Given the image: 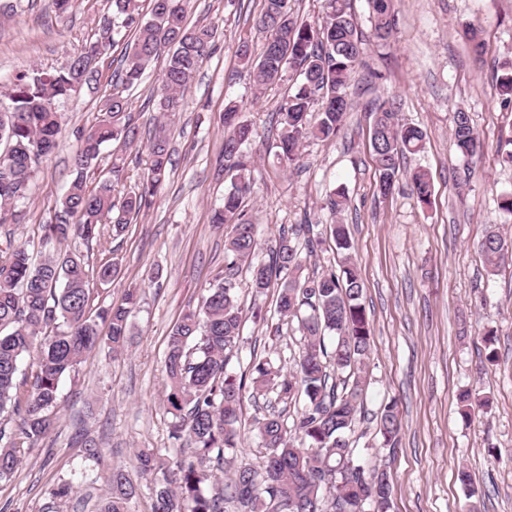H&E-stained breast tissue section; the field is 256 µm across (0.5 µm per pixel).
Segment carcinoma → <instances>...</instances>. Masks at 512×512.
<instances>
[{"mask_svg": "<svg viewBox=\"0 0 512 512\" xmlns=\"http://www.w3.org/2000/svg\"><path fill=\"white\" fill-rule=\"evenodd\" d=\"M145 15L140 0H113L115 10L99 28V39L84 46L69 65L54 72H20L12 80V105L0 111V225L18 224V206L27 199L31 180L42 159L55 146L61 127L59 104L82 84L99 80L95 55L122 30L132 33L124 67L112 78V93L100 117L81 129L68 193L60 200L54 221L39 225L40 239L59 245L79 238L95 243L99 259L91 263L72 251L48 253L38 261L12 241L0 246V482L9 481L21 466L24 448L48 436L60 407L59 383L75 371L87 353L103 344L123 350L130 318L140 300L138 290L119 303H95L90 283L107 284L119 269L111 260V241L155 201L171 164L163 122L149 133V166L134 189L114 194L122 177L87 187V178L103 147L120 142L139 151L142 132L132 118L128 91L139 85L151 63L166 55L154 111L166 117L180 109L184 92L203 60L211 54L216 30L186 22L190 0H149ZM372 37L386 41L395 24L394 0H368ZM266 33L257 52L247 40L236 47L239 63L252 71L262 90L282 80L289 69L301 82L277 112L273 147L286 166L301 158L304 142L336 137L351 108L349 88L360 63L364 39L350 12V0H326L316 25L300 23L289 0H264L257 20ZM371 142L379 189L390 193L405 178L422 204L430 203L427 172H404L400 159L424 148L425 134L401 122L399 107L387 99L371 109ZM224 162L230 187L212 223L224 228V277L216 280L195 305L187 306L173 325L164 359L170 435L189 446L187 460L171 461L146 450L137 453L141 474L152 478L150 512H389L392 485L383 470L368 469L354 455L355 432L367 385L371 329L361 303L363 284L353 262L352 244L344 224H328L326 236L343 254L342 274L333 268L304 275V260L292 236L281 229L265 260L258 250L256 225L249 213L252 182L244 148L253 141V127L241 120L239 106L224 109ZM455 155L470 163L481 151L469 113H454L451 132ZM495 229L486 231L479 247L488 272L495 274L508 255ZM249 274L252 293L260 296L279 285L276 308L287 323H297L301 347L297 370L274 369L267 358H253L237 374L228 369L229 354L240 336L243 308L239 297L240 269ZM108 324L102 335L99 325ZM30 358L27 371L21 362ZM295 408L292 424L286 410L270 409L255 420L263 461L239 466L220 491L210 487L213 469L228 463L226 454L241 447V414L245 392ZM489 405L466 389L458 395L460 414L469 418L475 407ZM378 430L384 445L393 446L400 432L394 406L380 414ZM110 495L96 512H134L137 485L129 472L114 467Z\"/></svg>", "mask_w": 512, "mask_h": 512, "instance_id": "1", "label": "carcinoma"}]
</instances>
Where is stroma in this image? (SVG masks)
I'll use <instances>...</instances> for the list:
<instances>
[{
	"instance_id": "35a3bbf8",
	"label": "stroma",
	"mask_w": 512,
	"mask_h": 512,
	"mask_svg": "<svg viewBox=\"0 0 512 512\" xmlns=\"http://www.w3.org/2000/svg\"><path fill=\"white\" fill-rule=\"evenodd\" d=\"M350 4L367 36L354 73L352 108L335 138L305 143L302 166L293 170L280 163L269 140L296 72L258 92L235 55L243 38L262 47L265 35L256 21L263 0H192L187 22L215 27L214 50L189 83L179 111L166 120L173 165L154 207L112 242L119 274L94 287L104 305L139 290L128 347L118 355L95 349L62 378L54 428L29 449L14 478L0 483V512H95L109 494L110 470L133 469L136 450L176 455L179 444L170 437L165 402L166 341L185 306L197 303L224 272V230L212 224L211 215L230 186L219 160L221 116L231 99L256 131L246 151L259 257L274 246L280 227H348L371 328L368 386L353 446L365 467L387 472L392 512H512V265L489 274L479 250L492 225L512 240V214L500 208L502 197L512 194V166L501 159L512 150V102L503 100L499 87L501 66L512 61V0H396V25L385 43L369 37L367 0ZM111 12L112 0H77L63 18L50 0H0V95L9 92L16 73L66 66L97 39L98 20ZM469 26L479 31L482 57H475L462 35ZM126 44L122 37L103 51L98 84L61 104L57 146L35 175L23 222L0 226V242L9 237L17 244L38 243L39 225L53 219L69 186L76 132L98 117ZM164 65V59L155 60L132 92L140 127L155 123L148 100L161 84ZM387 97L399 102L404 122L426 135L423 152L407 156L403 167L428 171L430 204L418 203L404 181L387 196L377 189L369 108ZM460 110L469 112L484 144L469 169L450 147L453 115ZM116 155L125 159V178L116 188L121 195L145 172L148 152L129 156L119 143L106 145L92 181L111 179ZM340 188L348 204L334 215L326 203ZM278 291L274 285L256 298L241 287L246 317L230 360L235 371L247 369L252 357L268 355L285 371L294 370L300 334L280 326ZM490 330L497 335L492 362L483 341ZM464 389L489 398V408L462 419L457 396ZM389 403L402 425L391 448L377 429ZM263 414L260 404L244 398L243 444L233 466L261 463L253 423ZM90 439L100 459L87 457L84 443ZM462 468L471 488L457 479ZM64 481L75 493L61 502L50 490Z\"/></svg>"
}]
</instances>
